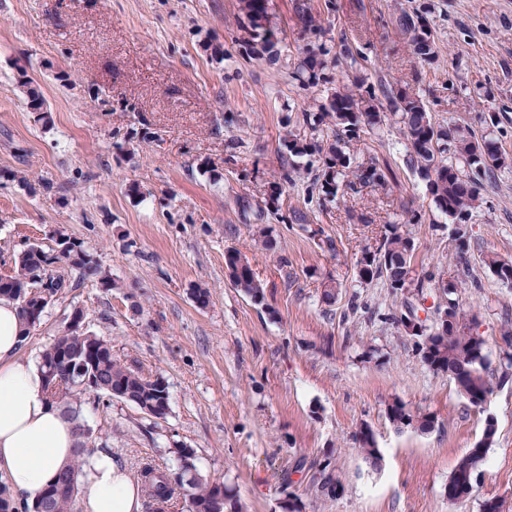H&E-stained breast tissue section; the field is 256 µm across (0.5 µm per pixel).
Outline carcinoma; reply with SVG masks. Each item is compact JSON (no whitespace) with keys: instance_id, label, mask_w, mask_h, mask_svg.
Masks as SVG:
<instances>
[{"instance_id":"1","label":"carcinoma","mask_w":512,"mask_h":512,"mask_svg":"<svg viewBox=\"0 0 512 512\" xmlns=\"http://www.w3.org/2000/svg\"><path fill=\"white\" fill-rule=\"evenodd\" d=\"M269 5L270 0H240L239 10L242 27L251 41L270 53L274 44L264 38L263 29L249 21L250 17L259 14L269 20ZM296 11L304 30L319 37L323 28L313 14L311 4L301 0ZM423 22L424 17L415 11L402 10L393 18L394 26L408 37L413 54L429 63L437 55L436 43L431 33L425 40L419 39L418 25ZM360 59L361 52L345 37L334 46L319 41L306 45L305 57L296 73L298 80L313 84L330 65L342 66L354 73L353 79L343 80L336 86L327 101L319 105V111L301 113L302 126L311 131L323 125L334 127V142L325 145L313 138L306 140L291 130L284 139L292 157L319 156L321 169L313 176L309 198L316 194L325 199L334 198L340 192H358L359 184L388 183L391 177L388 167L373 162L355 166L345 150L348 141L384 124L386 114L380 112V108L385 102L390 114L397 118L406 141V167L424 183L426 195L431 197L435 208L452 220V239L458 252L465 253L470 234L467 221L478 202V187L494 170L512 165V158L501 151L494 139L469 138L456 127H444L434 122L418 95L404 88L393 90L382 82L376 86L369 83V77L361 72ZM18 84L26 88L28 105L39 113L42 124L51 123L43 96L31 88L26 79H18ZM416 249L415 240L401 231L400 225L385 224L376 238L375 248L363 251L357 261L359 282L379 281L391 295L401 299V310L374 309L370 311L372 319L398 327L404 310L415 309V301L424 298L427 289L437 288L436 277L440 275L437 268L413 277L412 260ZM484 263L499 280L512 281V259L488 255ZM59 265L77 271L78 278L70 280L53 273V268ZM224 267L237 290L253 303L266 305L265 285L240 252H226ZM86 279H95L104 288L117 287L102 270L94 250L83 241L60 234L53 247L31 246L22 250L14 258L13 273L0 279V300L19 305L23 324L21 344H26L31 329L41 321L46 309V306L39 307L35 303L21 305L30 289L41 287L47 280L48 294L54 299ZM442 298L447 301L448 327L420 322L413 333L412 351L434 373L448 376L469 404L480 409L492 393V373L484 354L485 342L471 333L459 301L457 284L448 282L442 289ZM40 372L46 385L50 375L58 380L57 386L46 388V392L62 418L73 425L77 443L71 461L62 466L54 481L31 501L16 499L10 484L0 480V512L6 509L13 512H75L80 493L77 474L89 465L91 452L87 444L95 435L84 419V404L99 405L115 399L136 406L155 421L164 420L169 414L167 380L160 375L145 377L122 363L112 355V342L102 336L64 331L41 351ZM386 418L397 430L413 427L427 432L435 424L433 415L414 414L398 398L386 405ZM495 434V424L486 422L480 439L457 461L447 487L459 488L474 481ZM357 440L364 461L372 469H380L383 456L369 427L360 426ZM173 453L179 462L177 471L163 470L150 463L138 471V479L154 512H168L179 498L186 503L188 512H244V505L233 490L210 482L200 473L193 449L177 444ZM307 468L314 470L310 487L316 499L333 501L345 493V481L328 456L311 462L304 457L296 459L292 469L283 474L281 485H293L292 475Z\"/></svg>"}]
</instances>
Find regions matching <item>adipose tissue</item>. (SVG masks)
<instances>
[{
  "mask_svg": "<svg viewBox=\"0 0 512 512\" xmlns=\"http://www.w3.org/2000/svg\"><path fill=\"white\" fill-rule=\"evenodd\" d=\"M16 304L0 300V471L12 489L34 499L72 457L77 436L48 402L39 369L19 354ZM82 512H141L142 490L107 453L79 474Z\"/></svg>",
  "mask_w": 512,
  "mask_h": 512,
  "instance_id": "ef3b65f1",
  "label": "adipose tissue"
}]
</instances>
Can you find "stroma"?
<instances>
[{
    "instance_id": "obj_1",
    "label": "stroma",
    "mask_w": 512,
    "mask_h": 512,
    "mask_svg": "<svg viewBox=\"0 0 512 512\" xmlns=\"http://www.w3.org/2000/svg\"><path fill=\"white\" fill-rule=\"evenodd\" d=\"M310 2L326 38L355 40L372 81L419 94L437 124L490 136L512 155V0ZM295 3L272 0L277 41L268 54L242 29L239 0H0V275L15 254L52 245L60 231L95 248L117 283L66 290L20 354L39 361L77 307L85 332L110 339L115 357L166 378L165 421L117 400L84 410L97 434L91 452H110L132 476L146 463L175 468L178 442L193 448L209 481L238 493L246 512H275L284 471L297 457L327 454L346 491L323 503L308 476L295 475L305 512H481L489 497L512 512V380L494 382L484 408H472L413 353L403 329L348 308L354 294L369 308L399 307L381 283L359 282L356 261L383 225L403 224L417 245L415 272L435 266L458 283L489 366L499 369L512 284L483 259L512 257V167L480 186L463 256L448 219L405 167L394 121L346 147L355 163H390L396 176L386 187L321 206L307 200V174L282 183L284 134L342 78L330 66L318 85L296 80L309 38ZM403 9L429 21L434 62H419L395 29ZM21 68L51 124L30 112L16 82ZM100 92L110 104L97 100ZM484 114L495 124L481 122ZM274 191L278 210L259 225L245 218L242 202L264 205ZM295 208L307 212L308 227L286 223ZM411 208L420 223L404 224ZM261 226L272 249L256 240ZM229 249L265 282V306L226 278ZM331 279L341 290L328 306L320 293ZM197 284L211 292L207 308L190 295ZM370 346L379 359L364 357ZM395 398L434 415L435 428L396 430L385 416ZM490 418L497 431L474 491L450 503L448 478ZM363 425L381 450V470L359 451Z\"/></svg>"
}]
</instances>
